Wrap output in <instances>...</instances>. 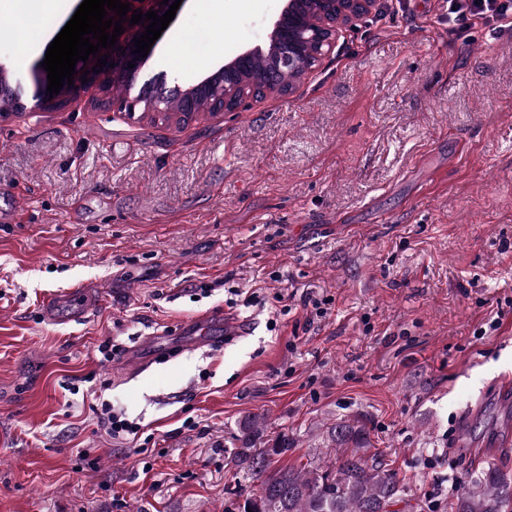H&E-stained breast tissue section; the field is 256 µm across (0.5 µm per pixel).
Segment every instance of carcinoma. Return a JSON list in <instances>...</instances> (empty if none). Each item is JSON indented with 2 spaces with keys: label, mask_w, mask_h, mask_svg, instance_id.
I'll return each mask as SVG.
<instances>
[{
  "label": "carcinoma",
  "mask_w": 512,
  "mask_h": 512,
  "mask_svg": "<svg viewBox=\"0 0 512 512\" xmlns=\"http://www.w3.org/2000/svg\"><path fill=\"white\" fill-rule=\"evenodd\" d=\"M329 435L336 445L330 464L275 468V459L292 448L288 436L267 438L262 416H244L232 461L258 489L230 490L238 512H389L402 500L406 483L378 455L368 454L364 426L337 424ZM448 512H512V475L494 465L472 474L448 501Z\"/></svg>",
  "instance_id": "obj_1"
}]
</instances>
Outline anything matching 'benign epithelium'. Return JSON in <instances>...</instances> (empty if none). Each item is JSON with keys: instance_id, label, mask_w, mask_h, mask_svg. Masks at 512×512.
<instances>
[{"instance_id": "benign-epithelium-1", "label": "benign epithelium", "mask_w": 512, "mask_h": 512, "mask_svg": "<svg viewBox=\"0 0 512 512\" xmlns=\"http://www.w3.org/2000/svg\"><path fill=\"white\" fill-rule=\"evenodd\" d=\"M130 3V11L139 8L142 13L157 12L161 16L169 9L161 0H121ZM378 0H284L278 17L268 28L265 41L261 44L242 49L236 55L224 61L213 73L201 77L187 87L179 85L167 87V74L148 73L149 58L138 59V54L129 51L132 39L141 36L149 22L142 21L134 26L123 22L125 38L122 49L111 54L110 61L115 63L112 73L119 76L127 90L137 89L134 96L126 95L118 101H109L107 105L118 112L132 113L136 107L142 108V116L159 115L169 111L172 103L184 108L189 120L209 114L217 115L229 109H236L239 99H248L245 85L259 86L264 93L286 94L293 90L304 76L313 71L321 61L335 48L336 39L343 29L351 27L368 15ZM256 59H265L271 69L261 74L248 76V83L239 81V77L249 71L250 64ZM88 71L87 82L91 83L100 76V70L93 69L90 62L78 61L75 67L74 84L65 85L59 94L46 95L47 71L36 70L33 79L36 85L34 93L23 96L20 87L15 84L12 71L0 63V116L19 115L25 112H42L54 106L63 105L68 97L83 87L80 74ZM206 98L213 108L204 111L197 109V101Z\"/></svg>"}]
</instances>
